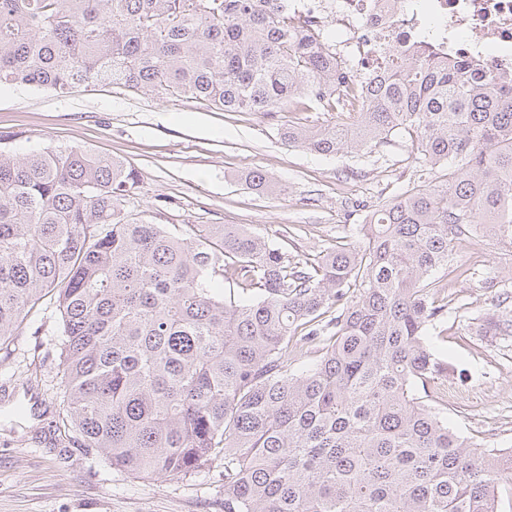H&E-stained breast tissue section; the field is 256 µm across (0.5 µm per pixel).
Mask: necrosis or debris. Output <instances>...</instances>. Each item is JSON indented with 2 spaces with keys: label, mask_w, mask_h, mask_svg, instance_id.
<instances>
[{
  "label": "necrosis or debris",
  "mask_w": 512,
  "mask_h": 512,
  "mask_svg": "<svg viewBox=\"0 0 512 512\" xmlns=\"http://www.w3.org/2000/svg\"><path fill=\"white\" fill-rule=\"evenodd\" d=\"M308 31L335 27L354 74L375 71L392 51L418 48L476 63L477 78L512 73V0H292Z\"/></svg>",
  "instance_id": "4bbe7bcc"
}]
</instances>
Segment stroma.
<instances>
[{"label":"stroma","instance_id":"35a3bbf8","mask_svg":"<svg viewBox=\"0 0 512 512\" xmlns=\"http://www.w3.org/2000/svg\"><path fill=\"white\" fill-rule=\"evenodd\" d=\"M332 112H224L179 96L85 83L66 95L0 86V135L16 154L73 147L122 160L138 183L127 208L165 224H241L294 260H314L337 240H355L379 202L417 177L410 137L357 156L284 145L288 122L321 125ZM259 169L273 188L248 189ZM462 268L433 274L444 316L430 332L447 375L430 402L462 437L512 448V335L494 323L512 306V241L469 239ZM53 309L36 308L10 351L0 350V512H224V463L178 476L136 478L57 430L62 378Z\"/></svg>","mask_w":512,"mask_h":512}]
</instances>
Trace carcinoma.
<instances>
[{"instance_id": "cac0c4a2", "label": "carcinoma", "mask_w": 512, "mask_h": 512, "mask_svg": "<svg viewBox=\"0 0 512 512\" xmlns=\"http://www.w3.org/2000/svg\"><path fill=\"white\" fill-rule=\"evenodd\" d=\"M97 81L334 112L278 129L325 156L407 134L422 181L373 209L361 241L292 261L243 225L131 217L137 175L118 159L0 146V350L55 301L74 442L135 478L222 460L224 512H497L512 448L464 439L421 392L448 373L428 344L433 272L464 266L466 234L512 239V75L476 82L408 50L356 86L288 0H0V85ZM242 181L271 188L257 169ZM305 347L317 358L296 370Z\"/></svg>"}]
</instances>
